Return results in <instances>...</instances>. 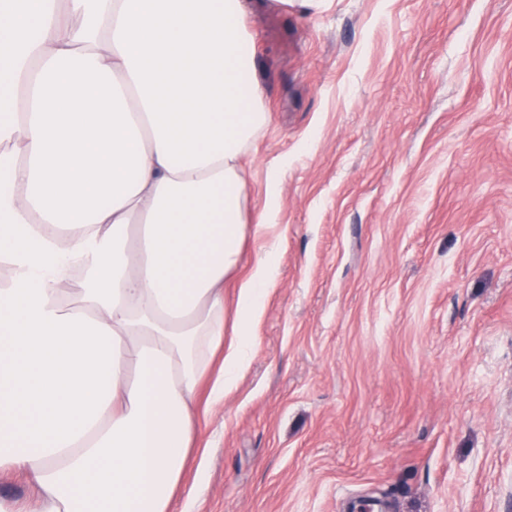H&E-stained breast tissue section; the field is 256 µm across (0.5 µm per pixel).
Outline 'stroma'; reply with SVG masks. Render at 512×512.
Wrapping results in <instances>:
<instances>
[{
  "mask_svg": "<svg viewBox=\"0 0 512 512\" xmlns=\"http://www.w3.org/2000/svg\"><path fill=\"white\" fill-rule=\"evenodd\" d=\"M279 277L197 512H512V0H248Z\"/></svg>",
  "mask_w": 512,
  "mask_h": 512,
  "instance_id": "obj_1",
  "label": "stroma"
}]
</instances>
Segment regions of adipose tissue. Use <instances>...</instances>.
I'll list each match as a JSON object with an SVG mask.
<instances>
[{"label":"adipose tissue","mask_w":512,"mask_h":512,"mask_svg":"<svg viewBox=\"0 0 512 512\" xmlns=\"http://www.w3.org/2000/svg\"><path fill=\"white\" fill-rule=\"evenodd\" d=\"M244 0H0V512H173L201 406L247 371L277 242L237 287L269 121ZM33 494L31 486L15 475H0V498L19 500L30 498Z\"/></svg>","instance_id":"adipose-tissue-1"}]
</instances>
